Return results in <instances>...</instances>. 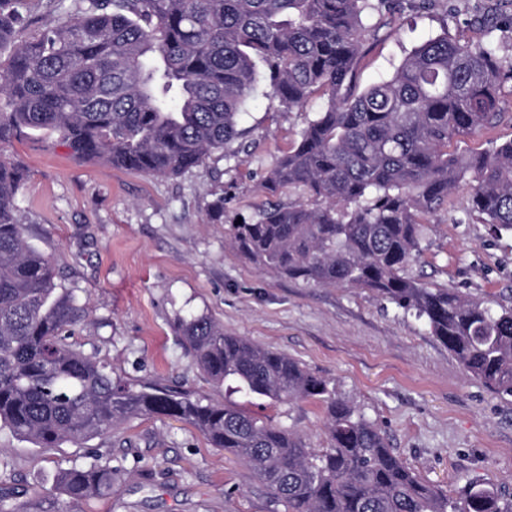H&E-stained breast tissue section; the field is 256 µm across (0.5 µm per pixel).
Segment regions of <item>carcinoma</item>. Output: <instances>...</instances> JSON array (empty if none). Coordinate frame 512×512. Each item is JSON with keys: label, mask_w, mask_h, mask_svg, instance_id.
I'll list each match as a JSON object with an SVG mask.
<instances>
[{"label": "carcinoma", "mask_w": 512, "mask_h": 512, "mask_svg": "<svg viewBox=\"0 0 512 512\" xmlns=\"http://www.w3.org/2000/svg\"><path fill=\"white\" fill-rule=\"evenodd\" d=\"M400 4L75 0L55 26L19 43L27 0H0V142L54 135L82 159L174 177L242 136L238 120L260 86L290 110L319 94L325 107L262 181L267 194L303 187L318 204L271 203L254 222L230 225L239 252L283 277L368 289L415 312L467 375L512 398V307L495 311L403 275L420 254L423 224L462 181L467 216L512 231V140L448 153L451 139L501 118L512 54H503L496 14L482 13L471 20L479 40L429 38L360 91L367 37ZM23 180L0 160V428L54 448L166 416L238 456L288 512H512V499L485 484L453 497L427 482L327 381L207 315L179 322L203 372L249 396L320 401L328 447L311 448L236 403L113 378L65 337L85 310L56 291L50 260L24 237ZM121 481V471L95 462L59 471L55 488L79 504Z\"/></svg>", "instance_id": "1"}]
</instances>
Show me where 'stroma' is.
Wrapping results in <instances>:
<instances>
[{
	"label": "stroma",
	"instance_id": "obj_1",
	"mask_svg": "<svg viewBox=\"0 0 512 512\" xmlns=\"http://www.w3.org/2000/svg\"><path fill=\"white\" fill-rule=\"evenodd\" d=\"M483 0H448L400 18L371 38L357 66L367 87L391 74L422 41L448 34L478 40L466 26ZM324 105L287 109L257 94L239 124L238 155H211L201 167L153 177L77 158L63 143L33 135L0 144V159L26 172L19 207L27 240L55 270L58 290L87 314L72 340L109 364L112 376L233 402L263 421L289 427L314 448L328 444L323 405L247 397L215 383L177 330L208 315L225 331L297 360L365 414L426 481L457 494L478 481L512 495V398L468 376L424 320L370 291L316 287L257 268L233 245L229 226L253 222L268 203H310L300 188L276 198L260 183ZM500 121L453 139V153H476L512 139V94ZM223 201L224 216L210 210ZM468 189L426 224L421 257L405 271L496 308L512 305V233L465 219ZM95 461L121 468L122 483L71 512H287L249 467L212 447L194 427L168 417L126 422L82 445L39 448L0 430V489L30 501L59 470Z\"/></svg>",
	"mask_w": 512,
	"mask_h": 512
}]
</instances>
